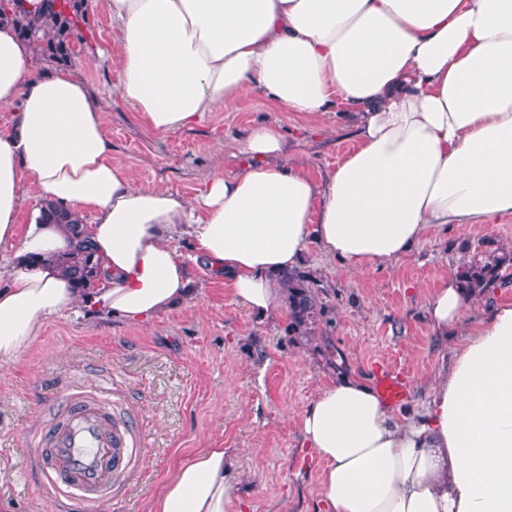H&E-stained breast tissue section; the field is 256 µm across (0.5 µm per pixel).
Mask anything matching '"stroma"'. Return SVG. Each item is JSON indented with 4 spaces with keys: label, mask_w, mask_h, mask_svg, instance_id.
<instances>
[{
    "label": "stroma",
    "mask_w": 512,
    "mask_h": 512,
    "mask_svg": "<svg viewBox=\"0 0 512 512\" xmlns=\"http://www.w3.org/2000/svg\"><path fill=\"white\" fill-rule=\"evenodd\" d=\"M82 36L71 43L70 69L106 103L112 159L136 182L193 197L206 180L240 169L233 152L256 123L282 132L293 157L316 179L355 147L349 129L272 107L252 94L196 125L159 133L118 95L112 19L100 0H86ZM512 249V216L476 227L433 228L397 264L348 274L342 263L309 246L302 258L336 306L334 327L308 341L290 335L287 314L259 321L234 302L222 282L203 283L188 302L128 325L86 312L43 324L31 348L0 367V504L10 512H65L64 499L25 485L29 437L49 420L65 382L115 389L122 409L146 434V462L124 494L96 512H149L160 483L181 459L220 448L241 471L240 496L251 512H317L321 462L305 455L300 418L336 369L375 377L379 364L400 369L408 394L395 406L411 415L425 399L438 360L423 316L440 278L483 252Z\"/></svg>",
    "instance_id": "obj_1"
}]
</instances>
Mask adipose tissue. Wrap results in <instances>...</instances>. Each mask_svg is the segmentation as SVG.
I'll return each mask as SVG.
<instances>
[{"mask_svg":"<svg viewBox=\"0 0 512 512\" xmlns=\"http://www.w3.org/2000/svg\"><path fill=\"white\" fill-rule=\"evenodd\" d=\"M119 95L160 133L242 96L329 117L343 105L356 146L323 181L253 125L240 170L188 199L136 184L112 160L105 112L71 70L50 68L0 25V365L49 318L85 308L142 323L191 296L172 242L192 241L204 280H223L259 319L284 302L279 273L309 244L354 271L406 258L425 232L512 216V0H105ZM94 216L96 287L48 256L68 249L42 201ZM24 229H17L20 212ZM456 275L425 298L432 335L458 334L418 412L398 417L365 378L341 373L301 416L324 468L323 512H512V302L471 319ZM220 448L181 460L151 512H244Z\"/></svg>","mask_w":512,"mask_h":512,"instance_id":"ef3b65f1","label":"adipose tissue"}]
</instances>
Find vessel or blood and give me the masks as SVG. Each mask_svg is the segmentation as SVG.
Masks as SVG:
<instances>
[{
	"mask_svg": "<svg viewBox=\"0 0 512 512\" xmlns=\"http://www.w3.org/2000/svg\"><path fill=\"white\" fill-rule=\"evenodd\" d=\"M376 386L392 403L408 386L403 372L380 366ZM58 419L35 435L30 476L65 500L67 512H93L97 502L124 491L146 460L144 432L134 418L118 413L110 392L64 387L56 401Z\"/></svg>",
	"mask_w": 512,
	"mask_h": 512,
	"instance_id": "b4317fda",
	"label": "vessel or blood"
}]
</instances>
